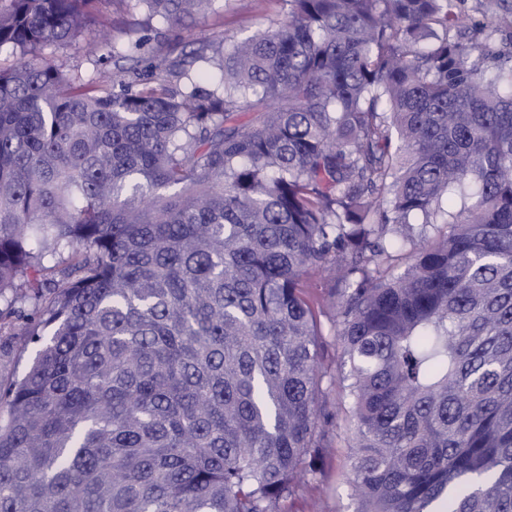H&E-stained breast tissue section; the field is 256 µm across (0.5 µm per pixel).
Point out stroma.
I'll list each match as a JSON object with an SVG mask.
<instances>
[{
    "instance_id": "1",
    "label": "stroma",
    "mask_w": 512,
    "mask_h": 512,
    "mask_svg": "<svg viewBox=\"0 0 512 512\" xmlns=\"http://www.w3.org/2000/svg\"><path fill=\"white\" fill-rule=\"evenodd\" d=\"M284 0H215L209 13L172 25L159 17L148 18L138 0H100L97 21L74 41L46 46L42 54L49 62L78 75L83 82L95 81L98 59L110 46L127 47L141 41L136 53L142 79L152 80L151 66L168 52L190 51L207 41L224 47L251 35L260 25L285 17ZM323 336L320 354L333 373L323 399L329 453L322 463L318 482L308 484L300 498L287 503L288 512H355L356 504L345 483L353 453L351 420L342 400L339 378L343 351L331 315L321 318Z\"/></svg>"
}]
</instances>
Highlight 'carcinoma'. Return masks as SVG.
I'll return each mask as SVG.
<instances>
[{"label":"carcinoma","mask_w":512,"mask_h":512,"mask_svg":"<svg viewBox=\"0 0 512 512\" xmlns=\"http://www.w3.org/2000/svg\"><path fill=\"white\" fill-rule=\"evenodd\" d=\"M98 2L0 0V333L35 348L0 512H286L325 456L324 286L355 512H512V30L284 0L212 86L205 43L82 83L42 50Z\"/></svg>","instance_id":"1"}]
</instances>
